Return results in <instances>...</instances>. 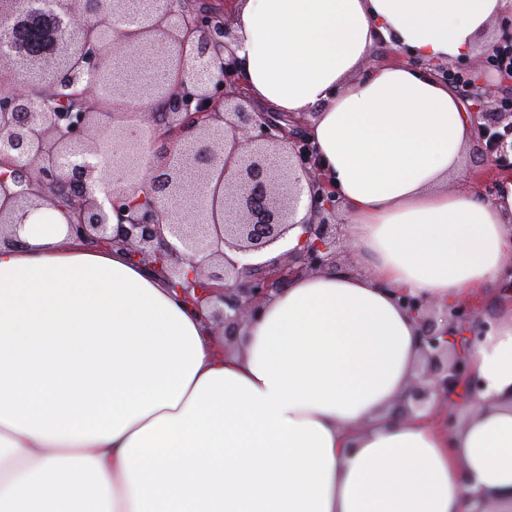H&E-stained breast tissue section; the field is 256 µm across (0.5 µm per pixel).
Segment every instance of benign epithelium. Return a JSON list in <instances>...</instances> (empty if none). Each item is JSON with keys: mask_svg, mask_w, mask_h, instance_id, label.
<instances>
[{"mask_svg": "<svg viewBox=\"0 0 512 512\" xmlns=\"http://www.w3.org/2000/svg\"><path fill=\"white\" fill-rule=\"evenodd\" d=\"M237 0H212L201 11L152 0L147 24L125 32L129 43L152 38L165 81L143 75L123 88L132 99L150 101L142 112L116 120L110 112L85 105L77 112L51 107L55 89L40 98L16 82L0 92V163L12 178L0 176V244L16 242L14 228L40 210H57L66 220L67 239L111 250L165 278L179 300L224 327L229 345L261 304L295 277L344 270L340 259L353 254L344 225L336 223L341 198L320 173L315 146L302 134V121L253 103L232 44L237 36L221 21ZM69 28L87 29L93 13L79 0H54ZM26 0H0V17L26 15ZM115 25L102 21L93 38L75 50L56 40L54 54L71 58L69 83L88 87L109 61L130 66L134 55L115 46ZM460 74L470 80L464 108L471 138L499 171L510 166L512 108L489 112L491 95L473 73L432 66L443 82ZM136 121L124 149H113L124 123ZM122 170L126 186L112 184ZM309 195V223L299 244L279 258L255 261L286 239L290 218L303 194ZM118 223H112V214ZM237 252L229 258L224 249ZM190 262L192 270L184 268ZM512 302V254L497 281ZM397 304L419 325L423 354L418 377L400 401V413H423L446 431L455 428L457 410L480 388L470 349L489 325L481 300L464 299L446 310L445 323L434 304L395 291Z\"/></svg>", "mask_w": 512, "mask_h": 512, "instance_id": "1", "label": "benign epithelium"}]
</instances>
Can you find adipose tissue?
<instances>
[{"label": "adipose tissue", "mask_w": 512, "mask_h": 512, "mask_svg": "<svg viewBox=\"0 0 512 512\" xmlns=\"http://www.w3.org/2000/svg\"><path fill=\"white\" fill-rule=\"evenodd\" d=\"M512 0H238L255 100L308 114L360 270L295 278L233 348L119 252L32 215L0 247V512H471L512 503V319L471 350L452 432L394 413L420 354L392 289L445 310L496 285L512 177L449 188L470 117L378 39L469 56Z\"/></svg>", "instance_id": "obj_1"}]
</instances>
